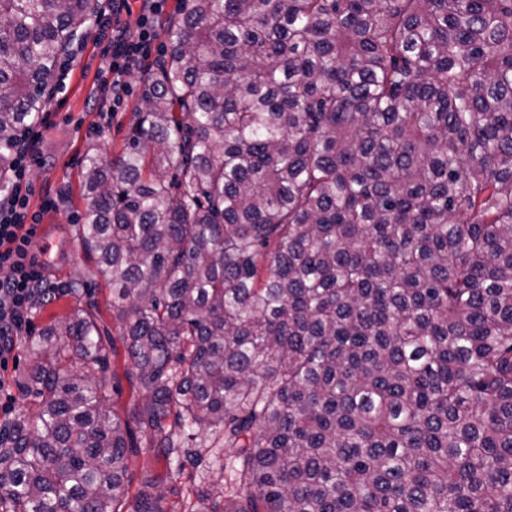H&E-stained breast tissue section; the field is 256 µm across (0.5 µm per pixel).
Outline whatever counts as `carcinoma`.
<instances>
[{
	"label": "carcinoma",
	"instance_id": "1",
	"mask_svg": "<svg viewBox=\"0 0 512 512\" xmlns=\"http://www.w3.org/2000/svg\"><path fill=\"white\" fill-rule=\"evenodd\" d=\"M98 11L0 0L1 189ZM166 36L81 170L118 336L72 282L27 340L0 512H166L143 451L183 512H512V0H181Z\"/></svg>",
	"mask_w": 512,
	"mask_h": 512
}]
</instances>
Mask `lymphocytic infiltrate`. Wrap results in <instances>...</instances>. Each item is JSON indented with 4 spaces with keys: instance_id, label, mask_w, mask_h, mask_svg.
I'll use <instances>...</instances> for the list:
<instances>
[{
    "instance_id": "f902f5d3",
    "label": "lymphocytic infiltrate",
    "mask_w": 512,
    "mask_h": 512,
    "mask_svg": "<svg viewBox=\"0 0 512 512\" xmlns=\"http://www.w3.org/2000/svg\"><path fill=\"white\" fill-rule=\"evenodd\" d=\"M136 29L121 21L130 0H107L99 15L102 35L108 40L111 61L99 87L106 103L120 106L127 91V76L144 69L153 55L156 28L167 0H140ZM42 132L30 127L19 135L9 191L0 197V367L13 351L15 340L29 329L31 305L41 292L44 268L30 255L35 225L29 220V174L41 153Z\"/></svg>"
}]
</instances>
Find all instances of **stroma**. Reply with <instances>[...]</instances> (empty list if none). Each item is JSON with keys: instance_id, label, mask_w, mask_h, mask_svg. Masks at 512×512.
Returning a JSON list of instances; mask_svg holds the SVG:
<instances>
[{"instance_id": "35a3bbf8", "label": "stroma", "mask_w": 512, "mask_h": 512, "mask_svg": "<svg viewBox=\"0 0 512 512\" xmlns=\"http://www.w3.org/2000/svg\"><path fill=\"white\" fill-rule=\"evenodd\" d=\"M106 43L99 37L98 26H90L83 40L74 43L66 54L71 62L67 77H54L51 103L45 113L47 126L43 131L44 155L33 165L30 174L29 207L40 214L43 237L33 240L31 250L42 253L48 284L56 295L47 304L35 305L32 332L52 321L65 318L76 306V299L62 293L63 285L81 281L99 304V317L108 328H115L112 319V284L80 246L77 217L84 209L81 196L80 169L87 147H96L103 160L115 157L124 145L130 118L139 105L144 76L133 72L128 78L129 93L120 111L109 115L99 110L98 76L106 70L110 56ZM57 200L53 210H43L46 197ZM51 249H44V242ZM29 367L23 345H16L5 370L0 371L4 388L0 389V422L13 416L27 401L19 382Z\"/></svg>"}]
</instances>
